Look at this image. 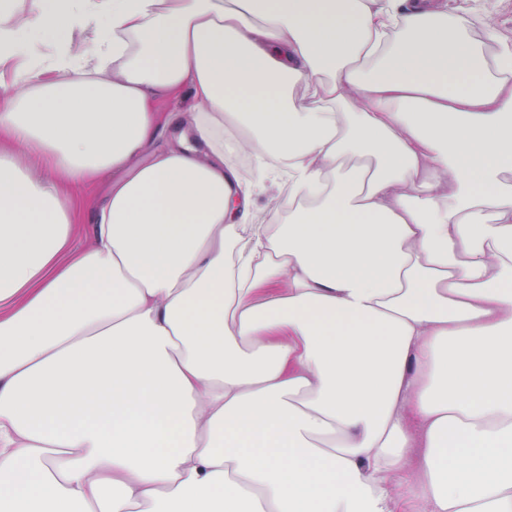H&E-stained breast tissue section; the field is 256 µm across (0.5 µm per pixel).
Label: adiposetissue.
Listing matches in <instances>:
<instances>
[{"label":"adipose tissue","instance_id":"adipose-tissue-1","mask_svg":"<svg viewBox=\"0 0 512 512\" xmlns=\"http://www.w3.org/2000/svg\"><path fill=\"white\" fill-rule=\"evenodd\" d=\"M497 6L0 0V512H512Z\"/></svg>","mask_w":512,"mask_h":512}]
</instances>
